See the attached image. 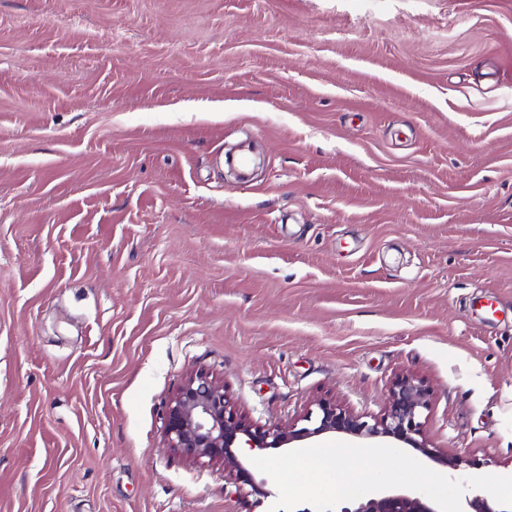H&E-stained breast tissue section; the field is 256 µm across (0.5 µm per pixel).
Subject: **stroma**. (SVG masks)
Wrapping results in <instances>:
<instances>
[{"label":"stroma","instance_id":"stroma-1","mask_svg":"<svg viewBox=\"0 0 512 512\" xmlns=\"http://www.w3.org/2000/svg\"><path fill=\"white\" fill-rule=\"evenodd\" d=\"M200 369L512 475V0H0V512H246ZM429 389L412 375H399L390 387L383 414L373 423L336 400L316 403L297 422L261 424L237 411L224 384L204 370L191 373L177 388L165 411V442L186 461L207 462L224 467L225 485L243 503L259 506L272 497L268 481L257 479L247 468L242 451L264 453L285 448L326 434H342L360 441H387L396 448H412L449 471H457L463 458L430 448L423 433L421 413L429 406ZM307 422L298 427L299 422Z\"/></svg>","mask_w":512,"mask_h":512}]
</instances>
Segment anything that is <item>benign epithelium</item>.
I'll list each match as a JSON object with an SVG mask.
<instances>
[{
    "mask_svg": "<svg viewBox=\"0 0 512 512\" xmlns=\"http://www.w3.org/2000/svg\"><path fill=\"white\" fill-rule=\"evenodd\" d=\"M429 389L412 375L398 376L390 387L383 414L364 416L334 400L317 403L316 411L301 417L305 425H267L249 419L231 404L225 386L204 370L191 373L177 388L165 411L166 446L191 463L224 467L225 485L244 503L258 506L272 496L268 481L247 468L242 451L264 453L290 447L326 434H342L360 441H387L396 448H411L439 466L457 471L463 458L450 456L429 444L423 433L421 413L429 406ZM467 512H504L495 499L476 489L465 498ZM334 512H439L436 504L421 497L381 490L372 497Z\"/></svg>",
    "mask_w": 512,
    "mask_h": 512,
    "instance_id": "benign-epithelium-1",
    "label": "benign epithelium"
}]
</instances>
